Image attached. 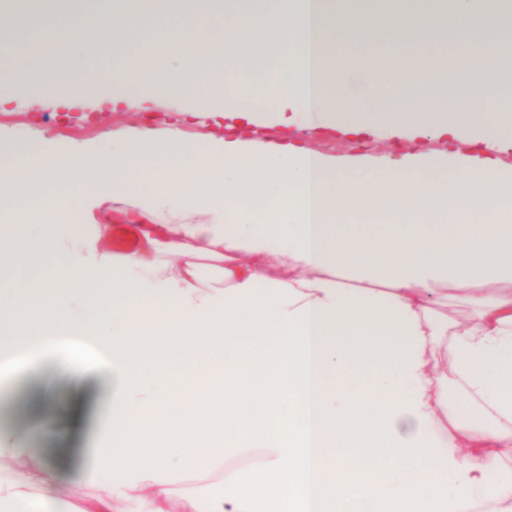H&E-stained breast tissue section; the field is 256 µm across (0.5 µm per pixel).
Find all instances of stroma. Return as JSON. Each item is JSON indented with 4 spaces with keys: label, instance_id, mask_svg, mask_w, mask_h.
<instances>
[{
    "label": "stroma",
    "instance_id": "stroma-1",
    "mask_svg": "<svg viewBox=\"0 0 512 512\" xmlns=\"http://www.w3.org/2000/svg\"><path fill=\"white\" fill-rule=\"evenodd\" d=\"M461 93L448 82L438 86L416 84L413 94L402 100L405 110L448 108ZM204 102L190 98L179 102L142 105L101 103L89 94L81 104L41 103L28 98L16 83L0 84V126L25 137L40 139H101L113 134L153 125L181 127L188 137H197L201 127L195 117ZM289 137L320 153L339 158L368 157L399 161L408 152L444 149L431 138L382 140L359 139L329 129L290 128ZM112 380L91 369L79 380L65 376L57 364H44L37 375L0 391V429L15 433L19 441L53 461L61 476L70 477L91 466L101 442L103 424L98 416L105 405Z\"/></svg>",
    "mask_w": 512,
    "mask_h": 512
}]
</instances>
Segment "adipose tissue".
I'll use <instances>...</instances> for the list:
<instances>
[{"label": "adipose tissue", "instance_id": "ef3b65f1", "mask_svg": "<svg viewBox=\"0 0 512 512\" xmlns=\"http://www.w3.org/2000/svg\"><path fill=\"white\" fill-rule=\"evenodd\" d=\"M438 2L389 0L391 99L353 51L372 0H234L231 27L222 0H82L76 15L30 0L13 12L0 79L26 78L25 93L203 95L226 131L33 144L0 131V383L47 353L64 372L112 378L105 437L77 477L102 494L72 505L51 463L0 433V512H512V165L499 158L512 31L476 0H451L464 62L449 77L480 87L484 109L463 96L447 112L403 110L411 79L441 76L411 23ZM162 22L154 52L131 47ZM88 28L122 45L118 64H89ZM31 41L79 82L48 72ZM300 124L474 149L345 164L292 142ZM120 222L136 226L135 248L108 247ZM34 249L40 271L18 277ZM284 266L291 276L274 277ZM451 298L464 319L444 312ZM52 332L81 344L33 350ZM452 389L486 427L449 406Z\"/></svg>", "mask_w": 512, "mask_h": 512}]
</instances>
